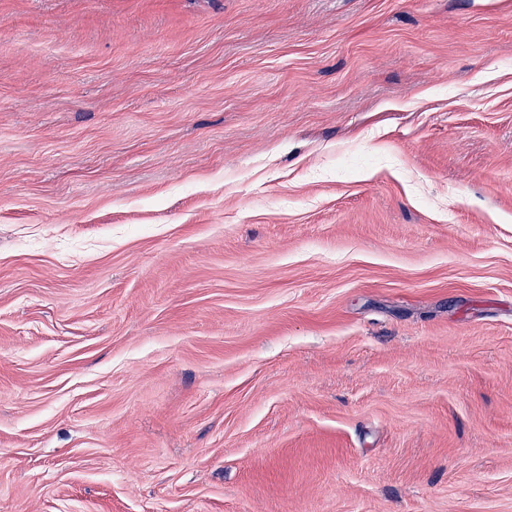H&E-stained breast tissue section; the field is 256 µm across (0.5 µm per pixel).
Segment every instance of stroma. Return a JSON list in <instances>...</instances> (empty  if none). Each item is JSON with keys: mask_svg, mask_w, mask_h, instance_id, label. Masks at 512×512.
I'll return each mask as SVG.
<instances>
[{"mask_svg": "<svg viewBox=\"0 0 512 512\" xmlns=\"http://www.w3.org/2000/svg\"><path fill=\"white\" fill-rule=\"evenodd\" d=\"M0 512H512V0H0Z\"/></svg>", "mask_w": 512, "mask_h": 512, "instance_id": "1", "label": "stroma"}]
</instances>
